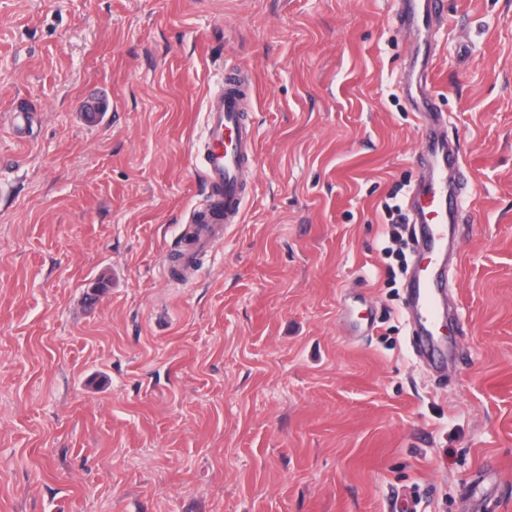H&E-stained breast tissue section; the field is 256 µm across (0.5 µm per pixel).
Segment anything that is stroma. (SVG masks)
I'll return each instance as SVG.
<instances>
[{"label": "stroma", "mask_w": 512, "mask_h": 512, "mask_svg": "<svg viewBox=\"0 0 512 512\" xmlns=\"http://www.w3.org/2000/svg\"><path fill=\"white\" fill-rule=\"evenodd\" d=\"M440 7L473 191L438 380L382 252L426 176L394 0H0V512H512V0ZM228 66L244 221L171 283Z\"/></svg>", "instance_id": "35a3bbf8"}]
</instances>
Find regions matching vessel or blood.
<instances>
[{"instance_id": "vessel-or-blood-1", "label": "vessel or blood", "mask_w": 512, "mask_h": 512, "mask_svg": "<svg viewBox=\"0 0 512 512\" xmlns=\"http://www.w3.org/2000/svg\"><path fill=\"white\" fill-rule=\"evenodd\" d=\"M401 2L400 21L404 26L423 35L432 30L436 0ZM415 64L417 95L413 108L425 127L422 158L430 177L425 189L412 198L419 261L407 291L419 326L420 350L432 368L442 371L450 359L456 358L457 349L448 341L441 322L442 275L432 260L444 256L449 243L456 241L459 211L466 198L461 186L448 179L449 167L460 164L461 158L442 136L440 115L432 107L435 75L424 55H417ZM244 86V80L231 72L208 98L200 166L206 193L202 205L190 216L192 235L181 246L188 263L198 254L215 251L227 229L244 221L243 183L256 146L255 127L244 111Z\"/></svg>"}]
</instances>
